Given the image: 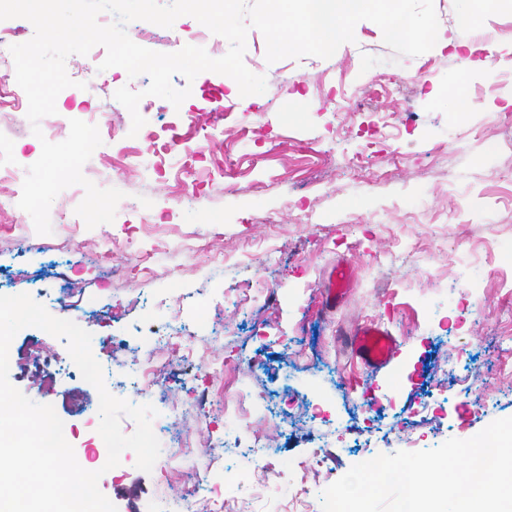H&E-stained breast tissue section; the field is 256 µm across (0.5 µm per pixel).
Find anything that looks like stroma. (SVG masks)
Returning a JSON list of instances; mask_svg holds the SVG:
<instances>
[{
  "instance_id": "obj_1",
  "label": "stroma",
  "mask_w": 512,
  "mask_h": 512,
  "mask_svg": "<svg viewBox=\"0 0 512 512\" xmlns=\"http://www.w3.org/2000/svg\"><path fill=\"white\" fill-rule=\"evenodd\" d=\"M462 0H434L438 40L429 57L399 56L378 25L363 20L355 40L327 59L266 61V41L249 29L244 62L267 90L249 98L215 93L224 77L203 73L178 111L152 105L145 75L118 70V85L141 93L143 134L111 88L69 87L34 136L26 108L0 113V146L26 170L42 140H65L74 119L102 112L117 135L83 167L101 188L124 192L112 223L87 228L76 187L50 208L52 232L38 234L19 194L0 195V295L29 294L58 318L79 321L109 392L143 404L134 362L153 340L190 336V364L221 374L198 410L186 367L159 369L151 400L161 452L151 472L120 463L99 480L122 512L118 491L139 493V512H191L182 488L208 470L225 483L236 512H282L301 486L310 512L320 493L377 454L418 451L468 439L512 417V0L473 25ZM199 22L179 17L139 44L175 52L193 44ZM433 74L432 87L385 86L387 73ZM235 107L225 117V107ZM197 126L185 153H156L173 126ZM339 264L348 293L325 309ZM375 322L398 342L374 375L341 331ZM42 340L58 373L45 388L9 372L34 402L52 405L72 432L76 455L100 442L99 396L63 339L27 327L21 346ZM85 392L89 406L69 403ZM242 398L246 419L225 416ZM272 448L266 470L236 444ZM194 448L169 462L178 445Z\"/></svg>"
}]
</instances>
